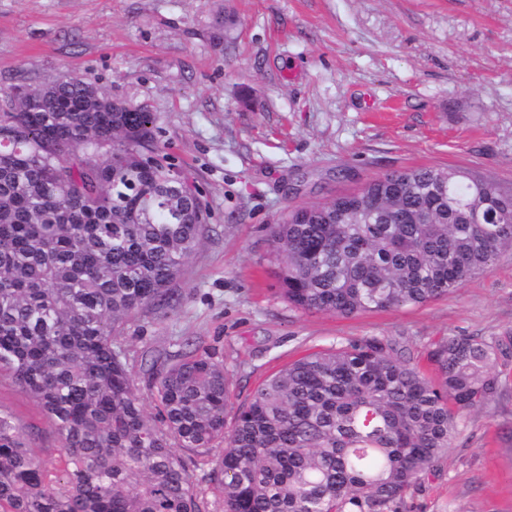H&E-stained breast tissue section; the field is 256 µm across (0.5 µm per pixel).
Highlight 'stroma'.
<instances>
[{
  "mask_svg": "<svg viewBox=\"0 0 512 512\" xmlns=\"http://www.w3.org/2000/svg\"><path fill=\"white\" fill-rule=\"evenodd\" d=\"M221 12L238 26L219 45ZM69 72L152 112L211 214L172 284L180 305L130 322L132 351L191 338L223 362L237 407L346 339L411 337L421 360L444 336L512 335V251L447 296L345 317L289 305L268 241L288 211L392 170L464 167L512 189V0H0V92ZM0 408L54 454L29 395L0 382ZM462 423L405 512H512V384ZM178 454L222 512L215 461Z\"/></svg>",
  "mask_w": 512,
  "mask_h": 512,
  "instance_id": "35a3bbf8",
  "label": "stroma"
}]
</instances>
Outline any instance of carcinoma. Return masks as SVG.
<instances>
[{
  "label": "carcinoma",
  "mask_w": 512,
  "mask_h": 512,
  "mask_svg": "<svg viewBox=\"0 0 512 512\" xmlns=\"http://www.w3.org/2000/svg\"><path fill=\"white\" fill-rule=\"evenodd\" d=\"M35 93L29 94V88ZM0 104V380L59 448L0 410V512H204L177 454L216 460L224 512H400L502 394L512 338L362 336L266 379L226 422L224 364L184 343L154 376L152 419L118 337L170 288L209 212L158 145L154 115L79 73ZM288 304L352 316L448 295L512 250V190L461 167L386 173L269 226ZM0 408L10 412L31 438V445L42 458L55 455L59 443L52 425L42 416L35 401L9 382H0Z\"/></svg>",
  "instance_id": "obj_1"
}]
</instances>
